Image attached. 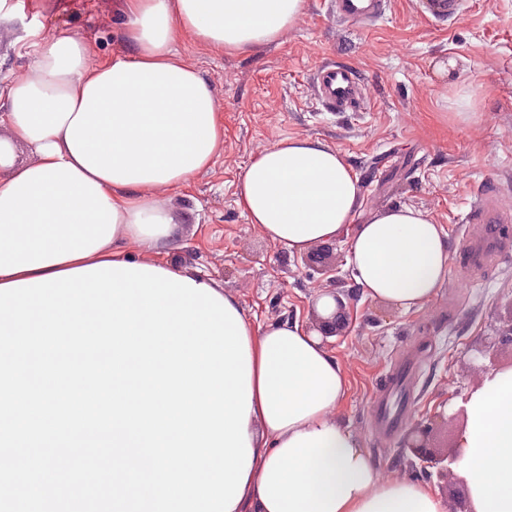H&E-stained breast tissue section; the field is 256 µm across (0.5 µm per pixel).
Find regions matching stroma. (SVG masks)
Returning <instances> with one entry per match:
<instances>
[{
  "instance_id": "obj_1",
  "label": "stroma",
  "mask_w": 512,
  "mask_h": 512,
  "mask_svg": "<svg viewBox=\"0 0 512 512\" xmlns=\"http://www.w3.org/2000/svg\"><path fill=\"white\" fill-rule=\"evenodd\" d=\"M58 12L0 18V85L25 71L32 33L68 30L96 59L123 51L112 0H63ZM178 51L210 82L223 108L224 151L189 187L171 191L185 249L172 260L197 269L236 296L254 324L309 320L316 295L337 293L349 324L328 343L349 390L340 412L380 468L408 474L416 458L404 441L429 426L437 455L454 446L463 404L478 374L512 359L498 345L512 320V253L461 285V219L486 182L512 207V0H465L461 12L434 11L428 0H388L376 25L337 21L324 0H307L301 22L280 42L247 56L216 55L183 41ZM335 60L363 77L367 97L355 112L334 113L316 99L318 64ZM469 104L458 109V97ZM310 137L342 151L361 182L362 214L410 205L443 224L452 270L431 305L401 312L361 294L347 265L348 242H329L325 266L268 241L236 203L238 176L251 158L283 137ZM418 361L416 404L398 433L371 429L374 397L399 351Z\"/></svg>"
}]
</instances>
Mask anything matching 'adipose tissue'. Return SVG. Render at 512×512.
<instances>
[{"mask_svg": "<svg viewBox=\"0 0 512 512\" xmlns=\"http://www.w3.org/2000/svg\"><path fill=\"white\" fill-rule=\"evenodd\" d=\"M126 48L98 61L80 35L39 36L29 69L0 91V285L105 261L154 266L195 283L170 259L181 244L166 195L224 151L222 109L203 73L179 55L190 40L248 55L281 41L306 0H114ZM237 204L272 242L303 253L349 234L361 293L420 311L445 283L448 235L407 206L363 223L360 180L338 149L277 140L238 178ZM312 322L245 323L252 464L231 512H448L430 486L384 477L343 426L345 370L318 327L339 309L312 303ZM456 440L469 512H512V368L486 375L465 403Z\"/></svg>", "mask_w": 512, "mask_h": 512, "instance_id": "1", "label": "adipose tissue"}]
</instances>
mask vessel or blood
Instances as JSON below:
<instances>
[{
    "label": "vessel or blood",
    "mask_w": 512,
    "mask_h": 512,
    "mask_svg": "<svg viewBox=\"0 0 512 512\" xmlns=\"http://www.w3.org/2000/svg\"><path fill=\"white\" fill-rule=\"evenodd\" d=\"M386 0H327L331 15L358 26H367L383 17ZM313 89L317 99L329 112H350L363 103L365 85L351 67L336 61L319 64L313 73ZM502 191L486 185L477 194L463 217L464 223L480 225L481 236H467L463 265L468 269L488 267L490 262L512 251V212L501 205ZM378 434H392L399 420L386 397H379L372 416Z\"/></svg>",
    "instance_id": "b4317fda"
}]
</instances>
